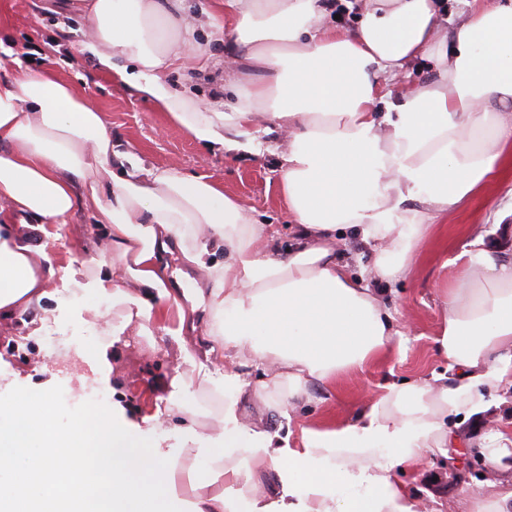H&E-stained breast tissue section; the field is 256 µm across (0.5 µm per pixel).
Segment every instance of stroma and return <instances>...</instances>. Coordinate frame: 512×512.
Returning <instances> with one entry per match:
<instances>
[{"instance_id":"obj_1","label":"stroma","mask_w":512,"mask_h":512,"mask_svg":"<svg viewBox=\"0 0 512 512\" xmlns=\"http://www.w3.org/2000/svg\"><path fill=\"white\" fill-rule=\"evenodd\" d=\"M184 7L187 19L197 24L195 37L205 50L206 61L170 70L167 79L197 100L223 98L224 80L236 67L237 53L214 32L208 16L214 0H185ZM86 38L78 13L47 10L45 0H0V78L13 77L24 63L68 82L90 105L104 112L115 151L136 152L150 166L208 176L259 222L272 225L276 248L285 250L293 241L295 227L279 188L280 159L272 146L286 142L287 133L268 130L265 119L259 117L245 128L244 137L261 144L260 153L210 152L167 113L139 99L131 89L98 75L92 58L78 51ZM508 224L512 225V166L496 183L436 225L416 253L408 275L385 287L389 306L400 314L405 350L317 389L318 400L303 410L302 419L316 428L342 421L353 417L364 400L387 381L443 371L445 364L434 348L441 322L438 289L451 281L456 272L454 260L473 236L480 234L512 248V236L503 234ZM106 230L92 213L79 209L64 223L51 225L50 236L35 233L31 241L45 245L55 266L65 267L96 257ZM53 288L57 292L55 320L26 325L13 319L0 324V390L14 383L52 390L60 398L51 411L57 426L67 425L79 415L62 400V393L83 387L100 394L96 411L118 404L124 409L125 421L139 422L142 398L163 396L164 385L176 373L178 361L171 338L160 331L151 336L122 337L109 347L106 363L83 382L56 374L54 360L87 340L88 332L78 324L77 307L69 291L58 281ZM416 485L435 493L447 507L460 497L490 492L485 478L471 475L459 480L450 473L446 459L437 455L420 471Z\"/></svg>"}]
</instances>
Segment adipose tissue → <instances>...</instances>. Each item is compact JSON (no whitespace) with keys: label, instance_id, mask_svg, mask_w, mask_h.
<instances>
[{"label":"adipose tissue","instance_id":"ef3b65f1","mask_svg":"<svg viewBox=\"0 0 512 512\" xmlns=\"http://www.w3.org/2000/svg\"><path fill=\"white\" fill-rule=\"evenodd\" d=\"M463 2L466 20L448 26L444 0H364L355 29L339 32L325 23L328 0H224L225 38L262 72L233 80L228 109L164 80L202 53L183 0L83 5L96 72L203 146L260 152L240 139L259 115L287 131L280 186L297 233L283 253L206 177L114 151L103 112L68 83L28 69L0 79V201L18 218L0 224V321L52 316L59 279L97 329L74 351L90 367L104 336L162 327L193 373L170 380L167 412L142 428L99 415L58 429L51 391L0 394V512H418L406 475L429 453L452 459L459 425L488 419V395L512 390L511 252L480 235L462 251L441 297L444 372L382 386L342 424L311 429L298 414L311 384L404 346L378 282L404 276L434 224L512 160V0ZM423 53L433 79L402 83ZM79 208L107 240L84 269L60 273L20 222ZM352 236L375 255L356 274L342 260ZM245 351L258 380L237 368ZM202 393L222 401L208 434L197 430ZM251 398L285 431L247 422ZM171 432L186 447L161 448Z\"/></svg>","mask_w":512,"mask_h":512}]
</instances>
